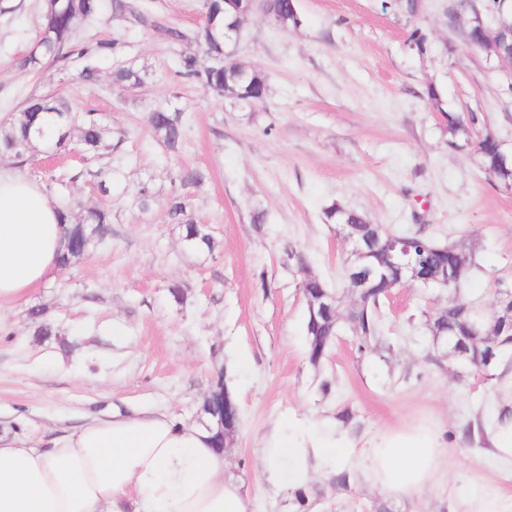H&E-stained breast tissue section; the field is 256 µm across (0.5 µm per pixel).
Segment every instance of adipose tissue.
Wrapping results in <instances>:
<instances>
[{
  "label": "adipose tissue",
  "instance_id": "adipose-tissue-1",
  "mask_svg": "<svg viewBox=\"0 0 512 512\" xmlns=\"http://www.w3.org/2000/svg\"><path fill=\"white\" fill-rule=\"evenodd\" d=\"M66 227L36 182L0 168V302L26 297L55 278ZM491 461L512 464V401L475 434ZM444 442L434 432L392 430L370 455L368 477L409 495L435 478ZM334 440L293 442L272 434L263 466L275 488L307 483L311 470L344 456ZM0 512H247L224 472V455L199 424L163 414L97 418L36 448L16 431H0Z\"/></svg>",
  "mask_w": 512,
  "mask_h": 512
}]
</instances>
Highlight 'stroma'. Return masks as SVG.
Here are the masks:
<instances>
[{"instance_id":"35a3bbf8","label":"stroma","mask_w":512,"mask_h":512,"mask_svg":"<svg viewBox=\"0 0 512 512\" xmlns=\"http://www.w3.org/2000/svg\"><path fill=\"white\" fill-rule=\"evenodd\" d=\"M0 13V116L33 95L65 97L112 128L108 153L87 159L78 141L0 165L39 182L73 214L111 211L109 232L85 255L23 299L0 304V424L16 423L40 446L91 417L138 409L191 422L216 377L241 410L226 449V473L248 512H292L293 490L266 479L262 444L273 428L288 437L309 429L347 440L339 465L347 489L332 487L331 466L309 485L321 496L311 512H455L462 495L497 486L512 504V468L487 463L464 438L475 419L493 418L505 395L495 381L431 359L425 315L448 292L404 284L386 300L387 346L360 354L341 331L319 367L307 357L306 273L349 296L344 249L322 209L364 213L388 231L424 225L439 242L475 243L480 267L464 295L493 308L512 287V192L481 169L474 148L448 147L444 115L480 112L512 152V70L471 47L449 16L460 0H421L407 16L399 0H296L298 28L283 31L262 13L240 26L234 58L263 75L266 99L248 106L183 78L180 60L196 44L160 31L95 20L82 24L91 45L117 43L95 81L81 80L82 59L20 62L38 32L41 0H13ZM186 28L203 19V0H138ZM423 35L425 51L413 44ZM129 66L140 86L119 89L114 69ZM435 97H428V90ZM186 118L180 153L170 154L147 122L156 103ZM185 169L202 180L183 187ZM213 241L197 249L169 214L173 197ZM262 223H255V215ZM297 246L307 268L287 254ZM180 285L183 301L169 290ZM44 311L33 319L32 308ZM51 339L37 341L40 323ZM328 380L332 388L321 392ZM350 412L349 422L340 415ZM430 428L447 440L436 481L399 497L365 480L370 450L390 428Z\"/></svg>"}]
</instances>
